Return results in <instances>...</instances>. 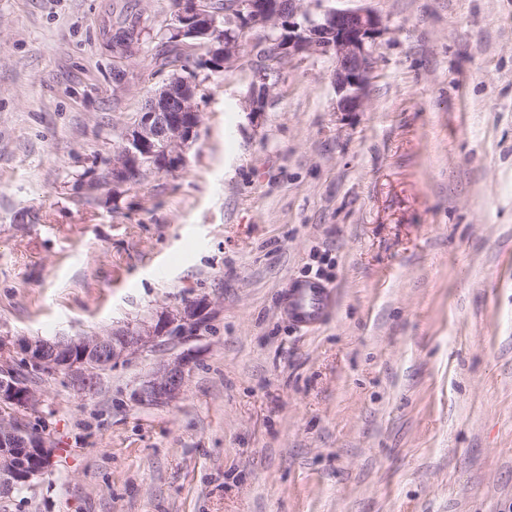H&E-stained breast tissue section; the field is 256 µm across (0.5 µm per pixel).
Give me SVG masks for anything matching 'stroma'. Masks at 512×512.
<instances>
[{"label": "stroma", "mask_w": 512, "mask_h": 512, "mask_svg": "<svg viewBox=\"0 0 512 512\" xmlns=\"http://www.w3.org/2000/svg\"><path fill=\"white\" fill-rule=\"evenodd\" d=\"M385 32L362 111L332 58L249 90L195 71L176 171L100 184L150 92L172 0H0V338L197 328L94 371L32 378L24 423L53 448L0 512H512V0H302ZM333 291L318 327L291 280ZM188 357L177 402L141 400ZM144 28L140 27L138 17L128 18L116 22L115 32L112 35V43L117 49L128 47L134 41H139ZM267 77L262 70L257 72L256 81L252 83L249 93L250 111L252 113L263 112L269 87ZM263 86V87H262Z\"/></svg>", "instance_id": "35a3bbf8"}]
</instances>
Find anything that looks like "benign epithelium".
<instances>
[{"label": "benign epithelium", "mask_w": 512, "mask_h": 512, "mask_svg": "<svg viewBox=\"0 0 512 512\" xmlns=\"http://www.w3.org/2000/svg\"><path fill=\"white\" fill-rule=\"evenodd\" d=\"M228 14L243 31L253 26L268 29L269 42L289 59L304 54L332 58L336 111H361L377 40L384 33L383 21L377 14L364 8L329 9L313 19L300 13L297 0H230ZM168 32L176 41H199L203 60L212 69L231 67L241 47L240 36L230 30L220 32L218 17L206 0H176ZM268 91L267 77L260 70L249 93L251 112L264 110ZM195 99V84L178 74L151 92L136 123L127 130L113 155L112 183L129 184L134 175L172 172L183 164L184 151L199 122ZM200 308L193 303L155 324L78 340L1 338L0 351L20 350L31 373L64 371L88 385L90 380L85 374L93 367L111 365L129 352L153 346L162 337L186 331L195 325ZM188 363L189 359L183 357L160 369L159 376L141 388V398L150 402L178 398ZM38 403L39 397L25 376L10 367L0 369V409L11 416L0 421V494L30 483L50 464L51 448L47 442L18 418V411L32 410Z\"/></svg>", "instance_id": "obj_1"}]
</instances>
